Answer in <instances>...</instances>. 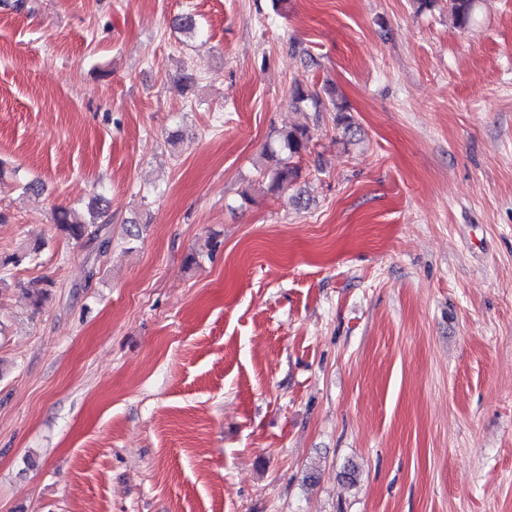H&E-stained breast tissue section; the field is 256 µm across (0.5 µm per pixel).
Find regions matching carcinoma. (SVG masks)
Instances as JSON below:
<instances>
[{
	"mask_svg": "<svg viewBox=\"0 0 512 512\" xmlns=\"http://www.w3.org/2000/svg\"><path fill=\"white\" fill-rule=\"evenodd\" d=\"M475 0H448V14L458 27L469 25L474 19ZM291 102L301 110L308 105L315 107L327 99L336 112V125L343 129L344 135L354 136L357 124L349 114L347 105L336 99V90L331 85H324L322 92H312L308 88L296 85L292 88ZM311 142L310 128L305 124L292 125L276 131V134L265 146L264 157L271 165L264 166L261 172V182L267 185L270 192L282 193L288 190L300 177V162L309 151ZM105 217L101 201L87 207L86 212H80L74 207H58L54 210L53 221L56 229L67 238L76 242L88 239L97 243L100 254H106L112 246V238L101 236L98 220Z\"/></svg>",
	"mask_w": 512,
	"mask_h": 512,
	"instance_id": "cac0c4a2",
	"label": "carcinoma"
}]
</instances>
